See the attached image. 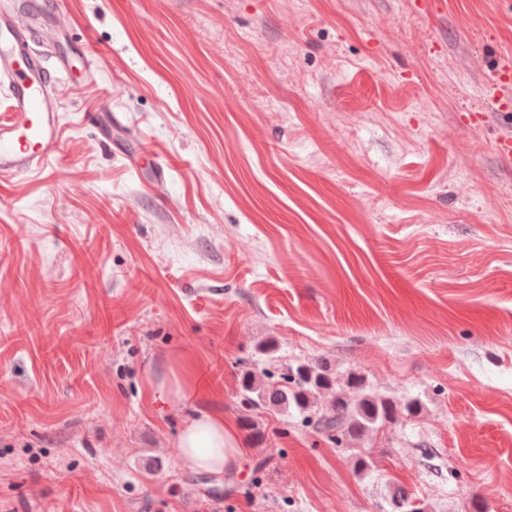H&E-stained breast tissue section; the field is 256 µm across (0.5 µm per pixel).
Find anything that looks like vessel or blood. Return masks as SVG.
<instances>
[{
  "label": "vessel or blood",
  "instance_id": "obj_1",
  "mask_svg": "<svg viewBox=\"0 0 512 512\" xmlns=\"http://www.w3.org/2000/svg\"><path fill=\"white\" fill-rule=\"evenodd\" d=\"M28 29L0 15V79L8 107L0 114V173H23L62 152L60 118L49 104L52 79L30 45Z\"/></svg>",
  "mask_w": 512,
  "mask_h": 512
}]
</instances>
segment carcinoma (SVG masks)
Wrapping results in <instances>:
<instances>
[{
	"label": "carcinoma",
	"instance_id": "carcinoma-1",
	"mask_svg": "<svg viewBox=\"0 0 512 512\" xmlns=\"http://www.w3.org/2000/svg\"><path fill=\"white\" fill-rule=\"evenodd\" d=\"M337 383L335 373L321 359L290 365L278 381H266L261 375L246 371L240 383L241 403L251 409L294 408L317 432L340 447L362 443L375 433L418 409L415 401L400 403L392 397L366 389L362 376L350 372L345 384L357 393L351 399L341 393L320 412H314L318 396ZM394 508L402 512H429L425 502H417L414 493L397 487L391 497Z\"/></svg>",
	"mask_w": 512,
	"mask_h": 512
}]
</instances>
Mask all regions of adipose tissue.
Segmentation results:
<instances>
[{
    "instance_id": "obj_1",
    "label": "adipose tissue",
    "mask_w": 512,
    "mask_h": 512,
    "mask_svg": "<svg viewBox=\"0 0 512 512\" xmlns=\"http://www.w3.org/2000/svg\"><path fill=\"white\" fill-rule=\"evenodd\" d=\"M178 457L197 472H231L238 468L242 450L235 432L224 425L220 412L199 411L188 416L177 438Z\"/></svg>"
}]
</instances>
